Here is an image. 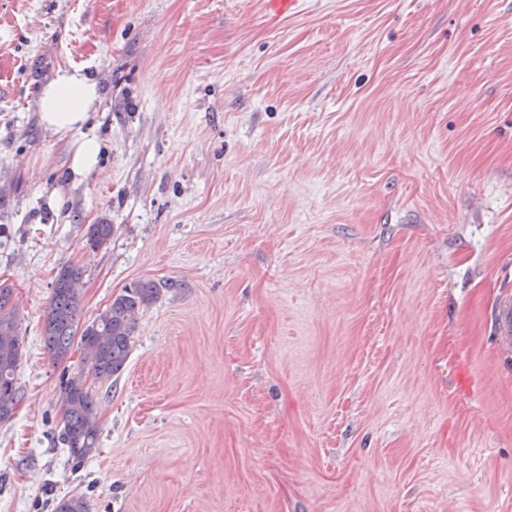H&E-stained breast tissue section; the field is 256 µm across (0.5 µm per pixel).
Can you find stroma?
Returning <instances> with one entry per match:
<instances>
[{"label":"stroma","mask_w":512,"mask_h":512,"mask_svg":"<svg viewBox=\"0 0 512 512\" xmlns=\"http://www.w3.org/2000/svg\"><path fill=\"white\" fill-rule=\"evenodd\" d=\"M97 79L95 170L37 99ZM58 208L47 205L51 192ZM108 224L90 249L89 225ZM512 0H0V281L23 399L0 512H512ZM90 323L143 280L73 466L52 282ZM71 171L75 177H83L97 165L99 146L92 138L76 140L72 144ZM512 287L497 293L489 307V320L498 353L504 360L512 358Z\"/></svg>","instance_id":"obj_1"}]
</instances>
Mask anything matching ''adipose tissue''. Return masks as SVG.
I'll return each instance as SVG.
<instances>
[{"label":"adipose tissue","instance_id":"adipose-tissue-1","mask_svg":"<svg viewBox=\"0 0 512 512\" xmlns=\"http://www.w3.org/2000/svg\"><path fill=\"white\" fill-rule=\"evenodd\" d=\"M99 97L94 78L77 69L57 68L38 99L41 122L60 136L73 134L87 123Z\"/></svg>","mask_w":512,"mask_h":512}]
</instances>
